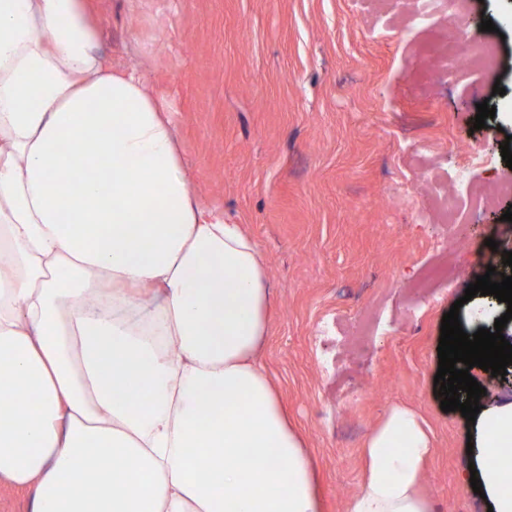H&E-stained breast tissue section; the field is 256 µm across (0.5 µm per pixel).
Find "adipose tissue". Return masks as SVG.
Returning <instances> with one entry per match:
<instances>
[{
  "mask_svg": "<svg viewBox=\"0 0 512 512\" xmlns=\"http://www.w3.org/2000/svg\"><path fill=\"white\" fill-rule=\"evenodd\" d=\"M267 271L193 197L165 97L97 49L86 0H0V478L32 512H322L257 357ZM472 462L512 512V399ZM410 408L362 449L346 512H435Z\"/></svg>",
  "mask_w": 512,
  "mask_h": 512,
  "instance_id": "1",
  "label": "adipose tissue"
}]
</instances>
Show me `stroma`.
<instances>
[{
  "label": "stroma",
  "instance_id": "1",
  "mask_svg": "<svg viewBox=\"0 0 512 512\" xmlns=\"http://www.w3.org/2000/svg\"><path fill=\"white\" fill-rule=\"evenodd\" d=\"M98 48L174 113L192 193L242 225L272 289L263 350L305 436L324 512H346L391 407L432 429L437 512H488L467 481L472 426L435 392L444 313L512 242V0H92ZM492 20L495 31L481 30ZM492 67L453 62L458 36ZM505 95L493 92L494 85ZM495 106L475 129L477 103ZM481 149L457 193L468 145ZM446 252L457 276L410 286Z\"/></svg>",
  "mask_w": 512,
  "mask_h": 512
}]
</instances>
